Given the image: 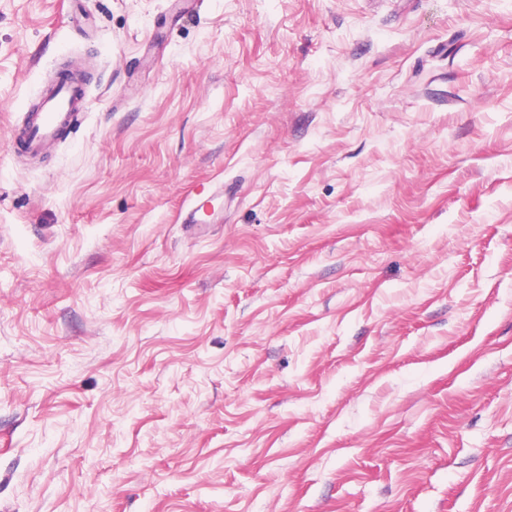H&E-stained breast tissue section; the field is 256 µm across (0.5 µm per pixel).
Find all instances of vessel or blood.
Here are the masks:
<instances>
[{"label": "vessel or blood", "instance_id": "b4317fda", "mask_svg": "<svg viewBox=\"0 0 512 512\" xmlns=\"http://www.w3.org/2000/svg\"><path fill=\"white\" fill-rule=\"evenodd\" d=\"M82 96L71 84L59 83L42 97L36 112L16 130V144L28 153H38L72 127Z\"/></svg>", "mask_w": 512, "mask_h": 512}]
</instances>
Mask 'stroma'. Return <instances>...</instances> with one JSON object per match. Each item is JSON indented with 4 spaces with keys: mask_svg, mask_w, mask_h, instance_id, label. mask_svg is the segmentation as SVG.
Masks as SVG:
<instances>
[{
    "mask_svg": "<svg viewBox=\"0 0 512 512\" xmlns=\"http://www.w3.org/2000/svg\"><path fill=\"white\" fill-rule=\"evenodd\" d=\"M0 512H512V0H0ZM83 92L71 84L57 83L46 92L36 112H30L16 130V145L28 153H39L73 126Z\"/></svg>",
    "mask_w": 512,
    "mask_h": 512,
    "instance_id": "1",
    "label": "stroma"
}]
</instances>
